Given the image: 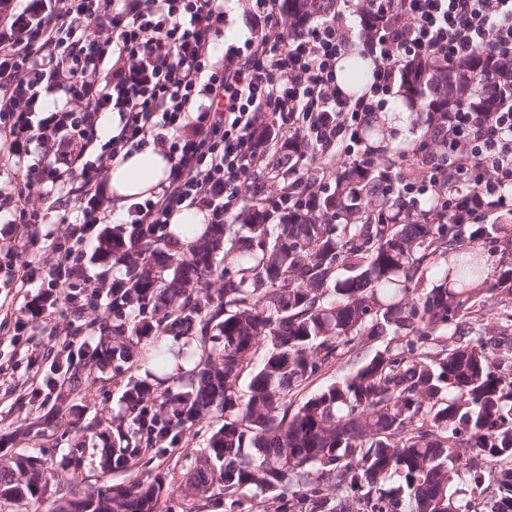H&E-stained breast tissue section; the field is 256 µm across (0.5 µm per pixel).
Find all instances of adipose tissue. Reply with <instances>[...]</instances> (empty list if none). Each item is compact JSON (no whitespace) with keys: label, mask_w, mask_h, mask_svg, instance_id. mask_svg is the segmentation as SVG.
I'll use <instances>...</instances> for the list:
<instances>
[{"label":"adipose tissue","mask_w":512,"mask_h":512,"mask_svg":"<svg viewBox=\"0 0 512 512\" xmlns=\"http://www.w3.org/2000/svg\"><path fill=\"white\" fill-rule=\"evenodd\" d=\"M170 161L159 148L147 144L127 157L118 159L110 169L109 192L116 210L146 197L168 174Z\"/></svg>","instance_id":"adipose-tissue-1"}]
</instances>
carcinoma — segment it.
Returning a JSON list of instances; mask_svg holds the SVG:
<instances>
[{
  "mask_svg": "<svg viewBox=\"0 0 512 512\" xmlns=\"http://www.w3.org/2000/svg\"><path fill=\"white\" fill-rule=\"evenodd\" d=\"M350 6L369 37L384 34L399 8L397 0L388 13L374 0ZM338 9L339 0H281L290 30ZM343 72L352 88L365 77L358 58L347 59ZM399 87L410 106L429 113L424 140L439 144L456 105L492 112L512 98L482 48L451 66L413 59ZM280 146L271 180L282 185L308 149L287 136ZM398 180L387 166L348 165L316 211L271 224L253 205L236 226L208 225L182 255L169 239L132 229L105 239L100 259L126 264L130 275L112 292L115 322L89 324L95 344L77 363L66 361L60 407L82 375L133 361L143 342L190 335L203 354H186L195 366L175 393L147 381L127 388V428L101 430V472L139 468L141 475L76 496L34 458L17 456L0 465V500L55 495L56 512H162L166 475L151 473L150 464L166 456L173 473L180 458L178 437L135 425L155 406L176 411L180 428L224 418L182 488L188 501L217 488L229 512L246 496L252 508L274 500L275 512H512V358L493 353L512 323L489 336L475 308L503 228L436 224ZM466 238L482 246L467 248ZM216 276L223 287L199 299L197 288ZM495 287L512 296V266L497 270ZM378 342L383 348L344 379L297 400L327 366ZM248 368L244 398L237 385Z\"/></svg>",
  "mask_w": 512,
  "mask_h": 512,
  "instance_id": "obj_1",
  "label": "carcinoma"
}]
</instances>
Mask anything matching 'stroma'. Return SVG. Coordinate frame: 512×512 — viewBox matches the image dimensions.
Masks as SVG:
<instances>
[{"instance_id": "obj_1", "label": "stroma", "mask_w": 512, "mask_h": 512, "mask_svg": "<svg viewBox=\"0 0 512 512\" xmlns=\"http://www.w3.org/2000/svg\"><path fill=\"white\" fill-rule=\"evenodd\" d=\"M254 23L252 0H224L219 54L245 52ZM421 133L422 118L414 112L408 113L402 123L388 126L380 163L400 166V151L418 145ZM102 313L101 307L87 304L79 308L62 296L50 322L35 320L22 333L16 332L14 323L0 325V456L34 457L45 472L62 482L68 478L63 457L79 458L81 474L71 486L76 495L105 483L129 480L126 472L100 473L98 459L103 443L94 432V424L101 419L109 427H116L125 415L122 393L126 387L163 374L153 345L147 344L140 348L134 362L94 371L77 395L74 409L60 412L34 400L30 394L33 374L56 376L58 363L76 357L79 346L91 341L93 333L88 324ZM203 447L204 435L196 428L180 433L175 450L182 460L163 500L165 512H185L179 486Z\"/></svg>"}]
</instances>
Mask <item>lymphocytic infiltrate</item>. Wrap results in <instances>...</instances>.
Here are the masks:
<instances>
[{"instance_id": "obj_1", "label": "lymphocytic infiltrate", "mask_w": 512, "mask_h": 512, "mask_svg": "<svg viewBox=\"0 0 512 512\" xmlns=\"http://www.w3.org/2000/svg\"><path fill=\"white\" fill-rule=\"evenodd\" d=\"M223 34L224 0H0V150L25 169L0 190V237L26 234L22 249L0 248V275L15 288L41 284L33 317L52 316L58 289L78 300L86 245L112 219L109 171L121 156L150 140L170 158L167 178L126 218L162 239L185 204L223 223L258 167L274 166L276 144L255 136L261 122L301 129L323 176L269 205L311 210L325 173L367 164L362 131L393 95L404 59L452 64L483 46L512 62V0H401L386 33L362 44L373 70L357 96L336 82L354 45L345 15L252 39L238 57H217ZM410 169L403 193L437 198L436 215L483 223L512 202V103L457 106L445 147L413 151ZM52 218L65 237L38 232Z\"/></svg>"}]
</instances>
